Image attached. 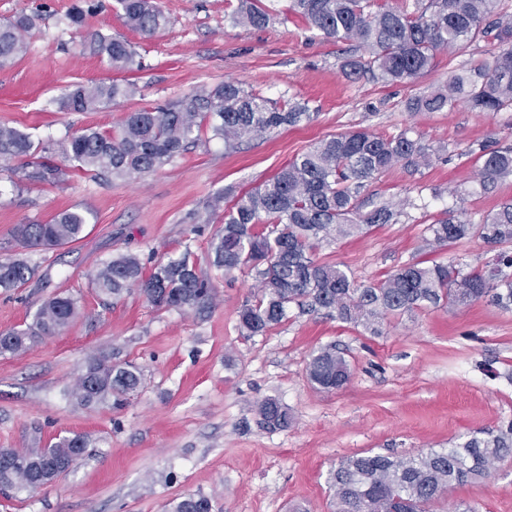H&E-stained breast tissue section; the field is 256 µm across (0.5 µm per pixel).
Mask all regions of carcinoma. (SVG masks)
Here are the masks:
<instances>
[{
    "label": "carcinoma",
    "mask_w": 512,
    "mask_h": 512,
    "mask_svg": "<svg viewBox=\"0 0 512 512\" xmlns=\"http://www.w3.org/2000/svg\"><path fill=\"white\" fill-rule=\"evenodd\" d=\"M124 23L145 36L163 30L168 18L156 0H117ZM290 10L315 36L365 50V57L344 62L347 77L369 74L386 83H412L432 71L437 53L463 51L484 41L493 46L492 59L471 69L448 73L441 88L408 101L412 112H443L464 102L475 112H512V13L502 0H290ZM233 19L256 28L268 25L271 14L261 0H238ZM34 19L19 15L0 22V65L26 52L24 36ZM90 52L111 67L132 71L140 67L130 43L117 36L93 33ZM126 80L104 79L68 87L60 105L88 112L134 95ZM305 104L278 106L233 81L190 97L129 112L111 132L93 128L69 140L66 158L72 168L87 174L124 178L162 169L209 132L224 146L266 133L283 125L311 120ZM39 155L25 173L30 182L54 184L66 179L67 169L52 158V143H35L29 133L0 125V161ZM439 151L424 143L410 128L389 135L359 129L324 138L291 160L261 186L236 196L224 206V195L211 202V214L223 211L222 233L213 247V264L230 273L250 265L259 278L260 296L239 313L245 336L263 335L286 319L291 306L328 315L361 326L372 333L390 318L432 305H469L482 298L512 309V203L502 205L481 220L448 215L428 225L433 243L450 246L480 239L497 250L494 262L463 272L457 263L405 265L379 284L355 283L339 266L320 261L324 242L366 234L397 220L396 204L380 202L366 209L361 192L367 183L401 163L417 170L430 164ZM467 154L481 163L483 190L512 174V146L486 139ZM88 224L77 208L55 214L45 224H20L17 240L27 247H53L82 238ZM33 269L23 260L0 261V288L9 291L25 284ZM139 288L148 302L183 312L211 307L216 289L189 254L154 266L143 276L134 255L107 261L94 276L100 295L118 299ZM78 302L55 296L42 304L25 330L0 333V354H15L43 337L53 336L78 314ZM311 381L322 390L343 387L349 364L333 348L313 355L308 365ZM142 384L140 370L110 356L91 358L72 391L76 403L91 407L112 403L121 408ZM267 428L286 427L288 409L277 400H263L257 408ZM86 452L80 435L38 451L9 448L0 456V489L29 490L48 480L51 464L73 465ZM512 458V441L503 435L472 437L452 448L398 458L383 454H356L340 461L330 474L336 512H430V506L456 484L484 478L490 467ZM173 512H212L210 499L190 494Z\"/></svg>",
    "instance_id": "obj_1"
}]
</instances>
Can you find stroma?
Listing matches in <instances>:
<instances>
[{
  "instance_id": "1",
  "label": "stroma",
  "mask_w": 512,
  "mask_h": 512,
  "mask_svg": "<svg viewBox=\"0 0 512 512\" xmlns=\"http://www.w3.org/2000/svg\"><path fill=\"white\" fill-rule=\"evenodd\" d=\"M74 2L0 0V21L36 18L25 54L0 67V124L25 129L34 142L53 141L60 151L85 128L108 131L147 104L227 81L282 105L308 104L315 117L232 148L203 135L142 178L97 180L74 171L57 184H32L25 161L0 167V259L20 256L35 269L22 287L0 289V332L26 328L54 296L80 304L57 335L0 356V448H47L76 434L88 443L84 457L44 489L0 492V512H172L181 497L198 493L212 500L213 512H336L329 474L342 458L367 451L407 457L512 424V310L486 299L430 307L375 335L294 306L266 334L247 337L238 315L256 299L255 272L216 267L211 243L222 217L201 221L213 196L262 184L329 135L411 127L442 148L441 158L417 171L394 166L366 189L370 200L399 204L398 222L323 244L319 259L365 285L416 261L484 267L491 254L481 240L429 246L424 218L450 209L476 221L512 199V176L480 193L466 154L490 136L511 143L512 112L487 115L462 103L449 112H411L406 103L444 85L450 71L488 59L489 45L439 53L436 67L411 84L352 80L342 68L347 45L309 32L288 12V0H263L274 17L262 28L234 24L229 0H159L169 23L150 37L124 25L115 0H94L84 28L70 27L65 15ZM94 32L134 46L141 66L126 78L138 92L93 112L62 110L67 86L115 75L106 59L83 49ZM419 199L426 210L414 208ZM72 207L88 216L79 241L29 250L15 242L17 225ZM186 252L218 290L208 312L157 308L136 289L117 300L94 290L96 272L119 255L136 254L149 269ZM328 346L351 371L332 391L307 375L312 356ZM112 353L141 369V388L120 409L76 405L70 393L87 361ZM267 398L287 408L288 427L259 425L256 408ZM462 505L512 512V459L496 463L489 477L454 486L432 512Z\"/></svg>"
}]
</instances>
